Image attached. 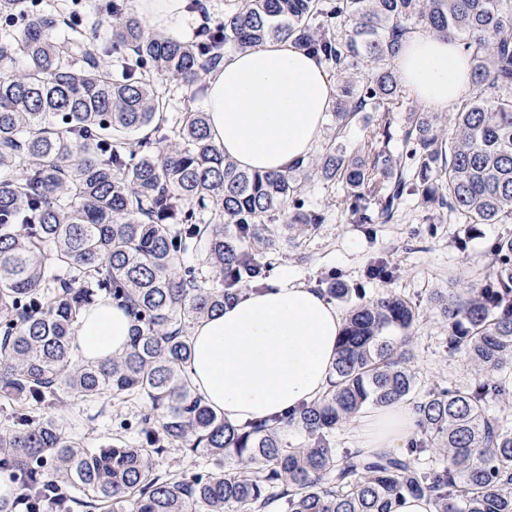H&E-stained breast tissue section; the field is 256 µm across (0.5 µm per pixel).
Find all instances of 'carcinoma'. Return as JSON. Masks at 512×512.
I'll return each instance as SVG.
<instances>
[{"label": "carcinoma", "instance_id": "cac0c4a2", "mask_svg": "<svg viewBox=\"0 0 512 512\" xmlns=\"http://www.w3.org/2000/svg\"><path fill=\"white\" fill-rule=\"evenodd\" d=\"M94 9L110 49L77 24L59 37L51 11L0 0V469L25 512H396L407 496L433 512H512V427L492 411L512 396V236L492 245L479 287L432 298L448 353L475 369L464 387H421L409 350L419 313L395 295L350 311L326 390L284 419L231 425L185 370L191 328L267 283L258 250L275 251L284 226L322 223L303 181L342 183L357 224L391 220L407 196L473 229L512 224V0H227L193 41L148 30L122 0ZM416 28L470 60L473 93L446 126L392 66ZM283 40L333 71L336 137L357 121L366 135L354 152L333 141L284 173L248 172L192 103L224 54ZM170 83L185 103L175 121ZM395 112L411 116L397 156ZM100 297L127 309L129 344L79 359L74 325ZM104 398L143 406L138 442L117 432L88 448L62 431L60 408ZM407 401L419 436L406 450L334 446L363 407ZM291 430L303 441L288 442ZM174 451L219 472L156 468Z\"/></svg>", "mask_w": 512, "mask_h": 512}]
</instances>
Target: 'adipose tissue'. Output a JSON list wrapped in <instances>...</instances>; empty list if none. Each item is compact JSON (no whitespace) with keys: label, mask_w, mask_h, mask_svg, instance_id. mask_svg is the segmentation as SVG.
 <instances>
[{"label":"adipose tissue","mask_w":512,"mask_h":512,"mask_svg":"<svg viewBox=\"0 0 512 512\" xmlns=\"http://www.w3.org/2000/svg\"><path fill=\"white\" fill-rule=\"evenodd\" d=\"M139 7L160 31L195 18L190 0H139ZM393 66L406 90L440 111L460 101L471 83L469 60L457 44L426 31L402 42ZM334 92L325 67L293 43L225 55L206 77L210 137L240 169L286 172L321 138ZM344 324L318 288L283 274L199 321L186 371L195 392L232 425L284 418L324 393ZM131 329L124 307L99 303L74 327L76 351L87 360L120 355ZM415 426L407 403L363 411L350 422L358 448L368 453L405 448Z\"/></svg>","instance_id":"1"}]
</instances>
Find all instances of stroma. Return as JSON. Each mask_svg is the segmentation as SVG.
<instances>
[{
    "label": "stroma",
    "instance_id": "1",
    "mask_svg": "<svg viewBox=\"0 0 512 512\" xmlns=\"http://www.w3.org/2000/svg\"><path fill=\"white\" fill-rule=\"evenodd\" d=\"M342 185L321 181L305 184L308 209L323 214L317 230L281 238L271 255L272 275L282 273L325 289L337 283L362 289L366 298L398 295L415 304L421 314L411 335L413 368L428 387L463 386L474 368L448 352V326L433 311L434 293L453 287H477L490 269L489 248L512 235V224H482L476 233L456 223L448 210L430 211L419 197H410L389 224H357L341 203ZM387 260L392 277L369 274L375 259ZM133 407L77 404L60 412L64 431L81 434L94 448L111 435Z\"/></svg>",
    "mask_w": 512,
    "mask_h": 512
}]
</instances>
